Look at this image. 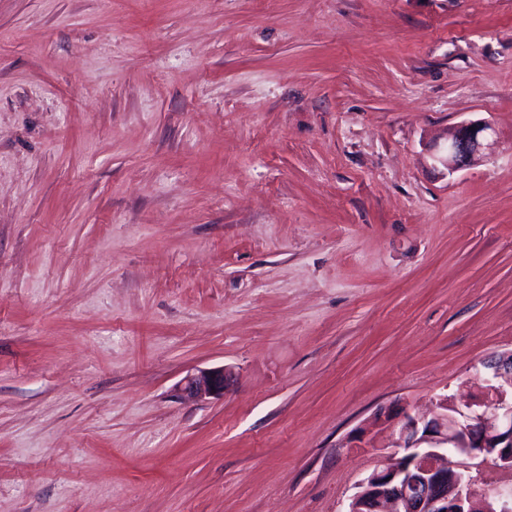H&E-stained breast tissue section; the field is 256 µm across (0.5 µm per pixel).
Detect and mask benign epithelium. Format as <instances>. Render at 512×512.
Here are the masks:
<instances>
[{
    "label": "benign epithelium",
    "instance_id": "benign-epithelium-1",
    "mask_svg": "<svg viewBox=\"0 0 512 512\" xmlns=\"http://www.w3.org/2000/svg\"><path fill=\"white\" fill-rule=\"evenodd\" d=\"M495 130L466 123L448 134L443 162L453 172L478 162ZM473 376L481 394L459 406L443 396L436 411L419 417L404 411L391 432L392 449L363 479L346 512H512V487L477 488V476L448 465V453L512 468V350L484 360ZM230 373L220 367L188 375L180 384L189 398L218 396Z\"/></svg>",
    "mask_w": 512,
    "mask_h": 512
}]
</instances>
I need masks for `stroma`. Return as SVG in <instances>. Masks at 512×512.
<instances>
[{
    "label": "stroma",
    "instance_id": "obj_1",
    "mask_svg": "<svg viewBox=\"0 0 512 512\" xmlns=\"http://www.w3.org/2000/svg\"><path fill=\"white\" fill-rule=\"evenodd\" d=\"M508 349L512 0H0V512H345ZM474 127V130H470ZM495 130L488 122L466 123L448 134L443 162L449 172L477 163L490 146ZM229 378L230 373L223 367L201 370L188 375L181 382L180 390L189 398L223 395Z\"/></svg>",
    "mask_w": 512,
    "mask_h": 512
}]
</instances>
